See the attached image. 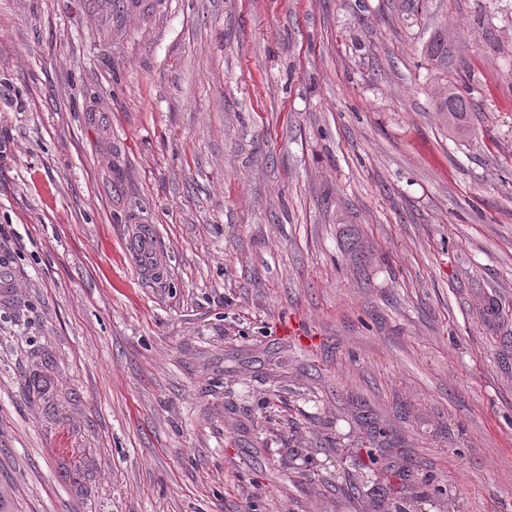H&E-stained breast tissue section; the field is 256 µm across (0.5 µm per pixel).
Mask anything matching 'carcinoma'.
Segmentation results:
<instances>
[{"instance_id":"1","label":"carcinoma","mask_w":512,"mask_h":512,"mask_svg":"<svg viewBox=\"0 0 512 512\" xmlns=\"http://www.w3.org/2000/svg\"><path fill=\"white\" fill-rule=\"evenodd\" d=\"M463 50L462 42L456 31L446 25L434 30L423 44L422 54L431 70L434 71L436 82L431 86L434 96L431 97L433 111L439 113L443 126L452 134L464 136L472 131L469 113L474 111L470 97L450 76L457 57ZM362 428L368 431L371 448L367 450L370 462H383V447L388 445L387 432L378 426L371 413L364 411L360 415ZM395 469L406 487L414 490L412 498L401 497L390 501L385 493L377 501L379 512H420V506L431 501L438 491L430 490L431 479L407 469L406 464L393 465L386 463V469Z\"/></svg>"}]
</instances>
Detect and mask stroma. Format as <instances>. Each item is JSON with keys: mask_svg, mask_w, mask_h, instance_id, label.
Returning a JSON list of instances; mask_svg holds the SVG:
<instances>
[{"mask_svg": "<svg viewBox=\"0 0 512 512\" xmlns=\"http://www.w3.org/2000/svg\"><path fill=\"white\" fill-rule=\"evenodd\" d=\"M0 269L5 512H512V0H0ZM463 47L456 31L447 25L435 29L422 47L423 57L436 76V82L430 87L435 95L431 97L433 112H439L443 126L459 136L471 133L469 112L475 110L472 100L454 77H448ZM371 415L372 414L369 413V411H362L359 416L361 426L368 431V436L370 438L369 442L371 448L367 450V456L373 464H382V461L384 460L383 457L386 456L383 454V447L388 445L387 432L384 428L378 426L377 422ZM402 461L401 465L391 464L393 462H383V465H386V470H391L393 467L398 476L403 482V485H406L407 488L414 490L415 495H413L410 500H407L405 497L399 498V500H395L394 502H390L393 500L389 498V493H385L380 496V499L376 501L378 511L379 512H422L420 506L425 502H431V499L434 495L439 494L440 489L432 490L431 487V479L427 475H422L419 473L411 472L407 467V461L405 460L402 453ZM411 508V509H410Z\"/></svg>", "mask_w": 512, "mask_h": 512, "instance_id": "stroma-1", "label": "stroma"}]
</instances>
